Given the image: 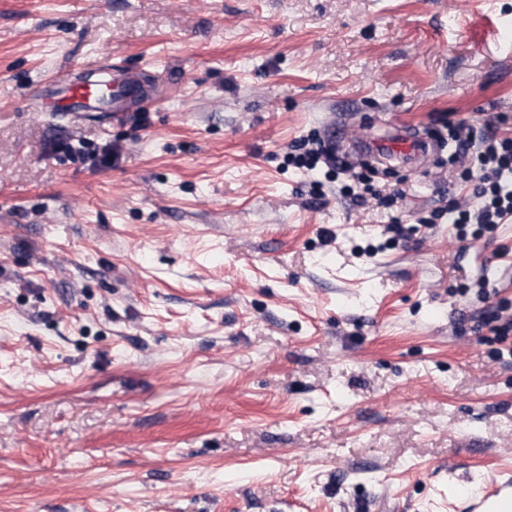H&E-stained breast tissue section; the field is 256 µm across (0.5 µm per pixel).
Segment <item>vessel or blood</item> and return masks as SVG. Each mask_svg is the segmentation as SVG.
<instances>
[{
	"label": "vessel or blood",
	"instance_id": "1",
	"mask_svg": "<svg viewBox=\"0 0 512 512\" xmlns=\"http://www.w3.org/2000/svg\"><path fill=\"white\" fill-rule=\"evenodd\" d=\"M137 94L136 81L117 73L103 88L81 81L54 84L47 90L46 99L58 112L90 109L120 112L126 102ZM372 150L383 159L412 160L424 155L428 145L414 129L401 126L389 136L376 140ZM468 512H512V474L485 482L478 492L469 497Z\"/></svg>",
	"mask_w": 512,
	"mask_h": 512
}]
</instances>
